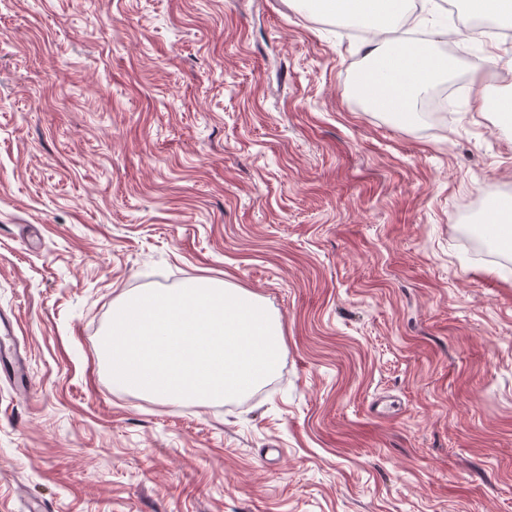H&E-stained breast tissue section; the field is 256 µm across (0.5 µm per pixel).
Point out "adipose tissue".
I'll use <instances>...</instances> for the list:
<instances>
[{
	"label": "adipose tissue",
	"instance_id": "ef3b65f1",
	"mask_svg": "<svg viewBox=\"0 0 512 512\" xmlns=\"http://www.w3.org/2000/svg\"><path fill=\"white\" fill-rule=\"evenodd\" d=\"M323 15L338 19H359L388 23L404 17L410 0H296ZM370 66L359 75L368 93L370 108L376 112L409 116L418 95L437 77L441 66L421 42H404L390 47L387 41L368 42Z\"/></svg>",
	"mask_w": 512,
	"mask_h": 512
}]
</instances>
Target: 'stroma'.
Listing matches in <instances>:
<instances>
[{"label":"stroma","mask_w":512,"mask_h":512,"mask_svg":"<svg viewBox=\"0 0 512 512\" xmlns=\"http://www.w3.org/2000/svg\"><path fill=\"white\" fill-rule=\"evenodd\" d=\"M453 8L419 13L430 123L371 111L364 38L288 0H0V512H512V267L461 238L512 195V43L449 52ZM199 279L278 317V372L113 384V305Z\"/></svg>","instance_id":"obj_1"}]
</instances>
